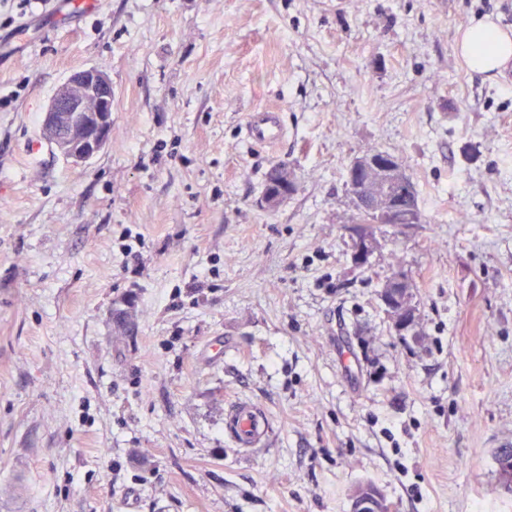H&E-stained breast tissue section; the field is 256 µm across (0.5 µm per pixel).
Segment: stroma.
Masks as SVG:
<instances>
[{
    "instance_id": "35a3bbf8",
    "label": "stroma",
    "mask_w": 512,
    "mask_h": 512,
    "mask_svg": "<svg viewBox=\"0 0 512 512\" xmlns=\"http://www.w3.org/2000/svg\"><path fill=\"white\" fill-rule=\"evenodd\" d=\"M485 17L512 0H0V512H350L366 483L512 512V82L454 49ZM87 67L112 127L74 165L41 120ZM371 147L425 221L371 225L359 268ZM400 268L413 336L379 298ZM239 402L272 426L249 451ZM246 139L249 144L271 147L285 137V131L280 124L278 111L262 108L247 115ZM279 167L282 169L284 174L283 185H273L270 179V173L267 177L266 184L264 187L263 195L270 196H284L286 193H293L295 191L294 186L297 187V176L294 171L288 167L287 164H279L274 168Z\"/></svg>"
}]
</instances>
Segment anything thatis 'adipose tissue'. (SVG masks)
Here are the masks:
<instances>
[{
  "instance_id": "obj_1",
  "label": "adipose tissue",
  "mask_w": 512,
  "mask_h": 512,
  "mask_svg": "<svg viewBox=\"0 0 512 512\" xmlns=\"http://www.w3.org/2000/svg\"><path fill=\"white\" fill-rule=\"evenodd\" d=\"M456 51L472 71L495 77L512 64V31L484 18L459 30Z\"/></svg>"
}]
</instances>
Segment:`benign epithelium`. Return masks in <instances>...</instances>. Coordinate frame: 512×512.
Returning <instances> with one entry per match:
<instances>
[{
    "label": "benign epithelium",
    "instance_id": "7a95c632",
    "mask_svg": "<svg viewBox=\"0 0 512 512\" xmlns=\"http://www.w3.org/2000/svg\"><path fill=\"white\" fill-rule=\"evenodd\" d=\"M112 127V84L95 68L73 72L52 96L42 121V135L66 160L87 162L105 146ZM350 176H365L364 190L354 196L358 210L378 215V223L399 226L410 202L412 178L401 160L389 153L360 155L349 164ZM375 241L358 233L352 261L369 263ZM411 276L403 269L383 284L380 300L394 330L402 336L416 335L417 314L408 305ZM379 495L351 499V512H383Z\"/></svg>",
    "mask_w": 512,
    "mask_h": 512
}]
</instances>
